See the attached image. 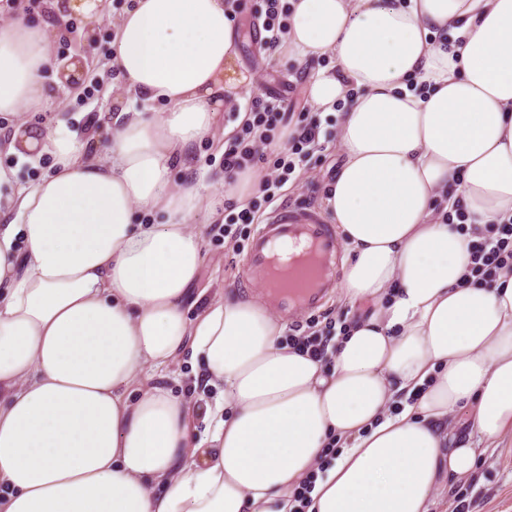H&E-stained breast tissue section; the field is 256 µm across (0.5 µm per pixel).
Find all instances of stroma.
Returning a JSON list of instances; mask_svg holds the SVG:
<instances>
[{"label":"stroma","instance_id":"obj_1","mask_svg":"<svg viewBox=\"0 0 512 512\" xmlns=\"http://www.w3.org/2000/svg\"><path fill=\"white\" fill-rule=\"evenodd\" d=\"M235 24L240 34L237 43L238 60L241 70L252 79L250 87L241 92L243 107H250L256 97L273 96L281 100L286 112L294 120H303V106L307 104L308 86L318 69L329 66L328 58L318 60L282 61L266 52L261 37L253 33V23L263 8L262 0H235ZM112 29L102 25L94 43L73 41L59 36L54 56L56 65H63L78 58L86 68L80 71L78 83L80 93L59 85H50L51 99L44 113L23 117L0 115V167H19L22 183H34L48 175L52 168L50 156H42L32 162L17 165L16 158L8 151V144L19 121H27L33 127L51 123L56 113H64L67 128L79 139L93 142V157L101 152L95 144L104 136V123L109 122L114 111L124 103L121 82L106 63L111 53ZM97 114L102 122L100 128L88 126L89 114ZM236 112L219 113L211 133L196 143L191 150L190 171H176V180H183L186 174L203 173L210 180L223 176L224 130L235 122ZM340 156L334 133H327L324 150L314 152L296 169L295 178L288 182L278 200L282 207L320 208V199L329 185L339 164ZM256 231L255 225L242 224L236 231L235 239L219 234L213 225H205L203 241V263L197 284L204 299L223 296L225 290L237 291L240 295L261 298L260 284L247 282L243 276L245 250ZM161 385L174 395L186 400L189 409V426L194 437H202L207 426L206 409L210 402L208 395L193 387V370L189 356H181L163 372H148L140 377L137 386L145 389ZM466 493L470 512H512V435H506L498 447L481 452L475 463L473 478L459 481L453 492H441L431 507V512H456L458 493Z\"/></svg>","mask_w":512,"mask_h":512}]
</instances>
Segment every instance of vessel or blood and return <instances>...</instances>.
<instances>
[{"instance_id": "vessel-or-blood-1", "label": "vessel or blood", "mask_w": 512, "mask_h": 512, "mask_svg": "<svg viewBox=\"0 0 512 512\" xmlns=\"http://www.w3.org/2000/svg\"><path fill=\"white\" fill-rule=\"evenodd\" d=\"M339 243L317 211L282 209L254 234L244 259L246 280L282 312L313 311L336 286Z\"/></svg>"}]
</instances>
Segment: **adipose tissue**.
Returning <instances> with one entry per match:
<instances>
[{
  "label": "adipose tissue",
  "instance_id": "ef3b65f1",
  "mask_svg": "<svg viewBox=\"0 0 512 512\" xmlns=\"http://www.w3.org/2000/svg\"><path fill=\"white\" fill-rule=\"evenodd\" d=\"M289 2L288 53L332 61L308 106L337 118L324 206L345 334L318 361L254 299L188 316L198 218L246 203L260 176L218 192L174 171L250 79L225 0H132L111 19L129 103L104 159L21 125L10 152L55 171L18 187L0 170V512H293L310 475L308 512H430L512 432V273L471 282L468 253L512 218V0ZM57 37L0 23V114L46 107ZM186 350L194 387L218 392L198 440L182 399L133 390ZM464 409L472 432H449Z\"/></svg>",
  "mask_w": 512,
  "mask_h": 512
}]
</instances>
